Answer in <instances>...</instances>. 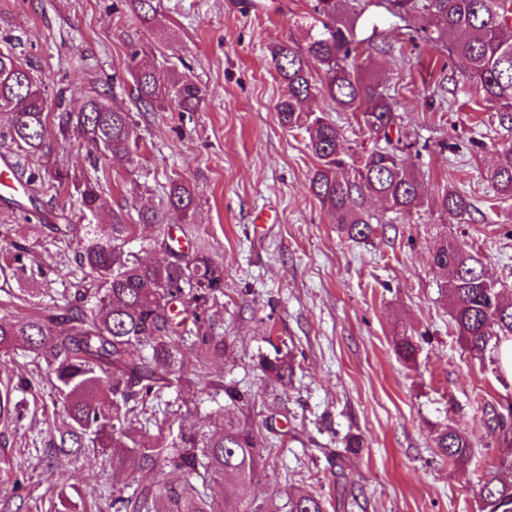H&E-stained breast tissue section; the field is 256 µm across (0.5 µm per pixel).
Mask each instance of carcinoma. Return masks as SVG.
I'll use <instances>...</instances> for the list:
<instances>
[{"label": "carcinoma", "mask_w": 512, "mask_h": 512, "mask_svg": "<svg viewBox=\"0 0 512 512\" xmlns=\"http://www.w3.org/2000/svg\"><path fill=\"white\" fill-rule=\"evenodd\" d=\"M361 0H313L316 25L306 44L293 47L277 43L270 48L271 63L285 93L276 103L281 124L305 129L308 148L320 167L310 181V190L333 218L336 229L347 239L365 241L374 232L371 215L362 207L366 197L385 201L395 213L412 212L422 206L421 185L415 172L394 143L397 101L379 91V84L359 75L357 58L371 47L374 35L364 36L360 23ZM132 11L144 24L158 15L157 0H130ZM404 23L419 26L429 42L445 44L456 61L463 80L475 86L482 100L512 121V0H373ZM323 71L326 81L316 82L314 72ZM137 101L144 106L170 108L173 112H196L204 102L198 85L176 75L163 78L148 67L131 71ZM319 94L342 111L357 112L373 138L359 165L343 157L342 134L325 114L305 109L307 99ZM48 88L33 72L18 62L13 46L0 47V114L6 117L4 137L16 155L41 163L47 147ZM58 130L85 141L103 156L129 157L140 146L131 140L134 115L113 108L104 94L92 88L83 95L78 112L56 115ZM487 180L503 195H512V147L498 152ZM40 182L55 195L76 192L81 218L97 216L105 201L99 179H78L56 170L41 176L30 173L27 182ZM437 208L467 222L471 203L452 187L444 189ZM165 214L175 216L178 229L192 244V253L172 246V225L157 220V213L140 211L137 223L130 215H115L110 224H57L50 229L59 241L78 240L76 263L85 276L44 306V313L0 320V359L21 349L45 361L54 376L52 387L63 401L64 429L52 439L50 453L78 457L89 451L120 448L124 462L138 470L164 463L194 478L178 486H165L154 493L135 489L112 501L116 512H250L241 502L226 497L217 503L206 493L212 482L246 483L253 480L257 449L252 432L234 420L224 421L211 436L180 431L178 441L165 435L152 445L141 442L136 426L147 406L159 399L165 388L181 390L185 370L199 377L210 359L224 355V340L202 331L206 304L224 294V264L212 259L202 243L194 214V197L188 183L171 179L164 202ZM154 227L152 242H162L176 261L149 264L126 249L138 226ZM11 264L1 271L18 286L34 278L23 256L26 244L11 243ZM433 266L443 279L441 294L464 348L498 365L502 341L512 339V301L505 289L491 280L478 253L456 238L443 235L432 253ZM195 304L193 327L177 319L175 304ZM70 325L66 336L53 335V324ZM149 354L140 353L143 348ZM260 368L285 381L292 374L287 359H262ZM32 388L31 381L0 390V413L9 419L21 417L15 392ZM488 433H512V405L495 413ZM440 455L452 464L468 461L473 448L467 431L448 427L435 437ZM477 495L484 512H512V485L493 474L481 478ZM288 512H326L322 497L305 493L288 500Z\"/></svg>", "instance_id": "carcinoma-1"}]
</instances>
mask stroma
<instances>
[{"label": "stroma", "instance_id": "obj_1", "mask_svg": "<svg viewBox=\"0 0 512 512\" xmlns=\"http://www.w3.org/2000/svg\"><path fill=\"white\" fill-rule=\"evenodd\" d=\"M312 0H161L152 27L141 26L128 0H0V38H21L23 66L63 93L79 111L81 91L97 88L113 106L132 112V159H99L87 144L52 132L45 169L78 175L106 172L101 223L113 214L160 211L168 182L180 178L195 195L193 221L212 257L224 264V294L207 318L226 344L204 380L171 399L172 430L211 433L233 418L255 434L257 477L213 486L216 500H241L251 512H287L289 497L320 494L326 512H481L477 481L512 453L490 443L486 423L512 403V380L460 343L431 263L440 233L458 236L483 257L488 273L512 288V196L487 180L497 151L512 146V123L464 84L445 47L426 44L398 19L377 23V50L358 63L365 77L399 103L406 161L417 174L425 204L395 214L369 198L378 219L364 243L341 237L310 191L317 160L305 131L283 127L275 105L283 92L267 47L304 44ZM175 72L202 87L197 112H144L135 100L133 62ZM310 111L331 115L343 148L355 154L370 133L355 114L334 111L313 97ZM471 201L469 223L435 207L444 188ZM46 219L31 227L20 210L0 205V265L13 241L25 240L26 263L45 270L34 292L60 290L76 265V244L54 240L50 225L78 222L76 196L37 195L25 202ZM264 222H257V215ZM414 338L413 362L395 351L399 336ZM288 355V385L264 376L258 361ZM46 363L20 351L0 383L36 380L19 393L22 418L0 425V512H47L58 491L82 512H112L107 500L135 488L159 489L184 480L180 471H132L112 454L52 458L46 443L66 419ZM245 392L226 404L216 385ZM468 430L472 455L453 465L437 453L446 427ZM359 448L345 451L346 441Z\"/></svg>", "mask_w": 512, "mask_h": 512}]
</instances>
